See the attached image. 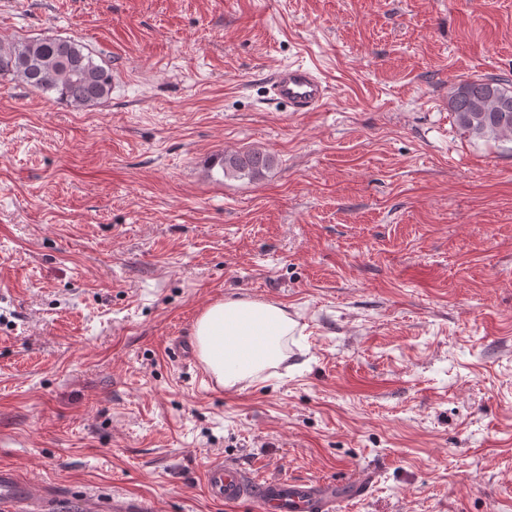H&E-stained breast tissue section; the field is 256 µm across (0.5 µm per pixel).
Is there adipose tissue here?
<instances>
[{"label":"adipose tissue","instance_id":"1","mask_svg":"<svg viewBox=\"0 0 512 512\" xmlns=\"http://www.w3.org/2000/svg\"><path fill=\"white\" fill-rule=\"evenodd\" d=\"M295 326L287 308L233 298L209 305L195 322L194 336L201 361L218 384L231 388L282 362Z\"/></svg>","mask_w":512,"mask_h":512}]
</instances>
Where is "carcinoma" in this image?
Segmentation results:
<instances>
[{
  "label": "carcinoma",
  "mask_w": 512,
  "mask_h": 512,
  "mask_svg": "<svg viewBox=\"0 0 512 512\" xmlns=\"http://www.w3.org/2000/svg\"><path fill=\"white\" fill-rule=\"evenodd\" d=\"M15 81L74 109L99 103L112 93V67L96 61L76 39H0V82ZM456 123L472 137L512 143V87L499 79L466 80L448 101ZM275 163L260 151H225L214 159L223 177L259 180Z\"/></svg>",
  "instance_id": "obj_1"
}]
</instances>
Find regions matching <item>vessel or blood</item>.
<instances>
[{"label":"vessel or blood","instance_id":"b4317fda","mask_svg":"<svg viewBox=\"0 0 512 512\" xmlns=\"http://www.w3.org/2000/svg\"><path fill=\"white\" fill-rule=\"evenodd\" d=\"M268 92L272 100L288 104L292 111L309 112L320 106L327 84L313 68L291 64L273 75ZM208 495L227 503L246 501L257 512H336L340 501L362 497L370 487L365 477L326 479L306 486L281 480H252L241 468L224 462L210 463L204 471ZM59 501L42 483L25 481L9 468L0 467V512H56ZM85 512H152L135 501L88 495Z\"/></svg>","mask_w":512,"mask_h":512}]
</instances>
